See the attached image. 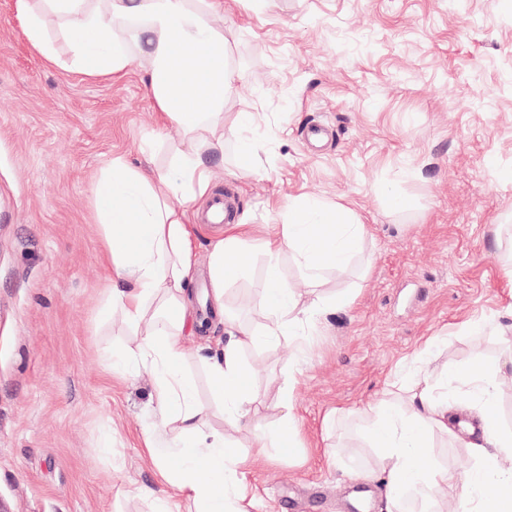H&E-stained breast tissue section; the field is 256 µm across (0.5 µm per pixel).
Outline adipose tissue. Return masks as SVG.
<instances>
[{
  "label": "adipose tissue",
  "instance_id": "adipose-tissue-1",
  "mask_svg": "<svg viewBox=\"0 0 512 512\" xmlns=\"http://www.w3.org/2000/svg\"><path fill=\"white\" fill-rule=\"evenodd\" d=\"M28 42L45 59L64 69L101 78L140 68L148 77L160 125L144 140L153 153L159 142L177 136L168 162L145 170L131 169L113 157L92 191L103 228L101 242L111 267L112 288L103 298V319L120 315L132 336L130 344L109 355L119 374L147 368L153 373L155 419L143 430V444L160 478L175 489L190 512H246L244 497L233 482L249 461L223 434L206 423L209 406L196 396L185 373L188 354L181 344L195 317L188 286L196 276L189 213L211 188L209 156L223 153L225 140L237 143L240 174L254 171L255 144L246 130L255 126L251 112L224 119V102L235 80L224 34V0H17ZM60 23L70 46L60 58L47 33V18ZM286 221L263 243L266 286L257 306L267 314L262 331L230 318L224 288L230 275H242L249 262L243 233H231L213 246L208 273L213 305L228 339L221 352L205 356L211 386L224 413V425L241 427L252 406L251 376L239 356L260 341L302 349L304 328L316 325L326 311L349 305L350 295L337 294L307 309H298L291 288L280 275V258L293 255L309 280L325 269L347 265L368 233L346 208L317 200H289ZM498 370L481 365L455 379L464 389L466 408L448 400L447 383L417 380L409 405L380 402L368 416L367 443L382 452L383 473L392 497L410 490L433 491L450 480L447 471L426 464L432 432L451 433L462 413L481 425V436L469 441L476 460L464 484L470 512H512V470L499 459L512 454V433L501 430L496 408ZM292 389L281 390L274 404L276 427L263 440L277 447L298 444V425L291 413ZM163 429L174 440L158 450L153 432Z\"/></svg>",
  "mask_w": 512,
  "mask_h": 512
}]
</instances>
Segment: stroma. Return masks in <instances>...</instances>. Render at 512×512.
<instances>
[{
	"mask_svg": "<svg viewBox=\"0 0 512 512\" xmlns=\"http://www.w3.org/2000/svg\"><path fill=\"white\" fill-rule=\"evenodd\" d=\"M235 83L225 120L255 112L256 171L235 169L236 146L210 158L216 192L232 189L254 237L282 223L289 199L342 205L369 226L354 261L308 282L281 258L308 306L349 292L322 316L302 356L245 349L257 411L233 433L252 459L247 512H342L351 477L368 476L369 512H401L367 447L365 409L402 399L416 379L503 365L496 399L512 432V0H224ZM328 125L321 151L301 136ZM155 125L138 69L100 81L48 65L26 40L16 0H0V512H152L173 495L141 447L153 419L148 371L111 373L102 350L128 339L98 319L107 269L91 186L105 164H164L141 150ZM406 203L394 208L392 198ZM195 315L210 320L207 258L220 224L193 227ZM267 258L252 249L226 307L254 329ZM495 317L504 331H465ZM446 338L432 356L425 342ZM293 388L302 446H258L281 389ZM112 448L104 450L103 437ZM429 463L468 473L467 437L434 432Z\"/></svg>",
	"mask_w": 512,
	"mask_h": 512,
	"instance_id": "1",
	"label": "stroma"
}]
</instances>
